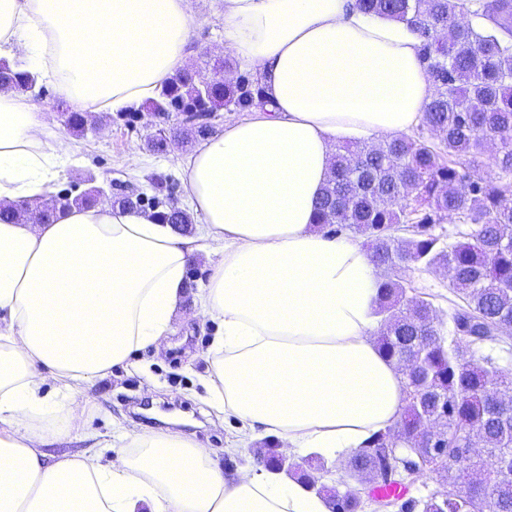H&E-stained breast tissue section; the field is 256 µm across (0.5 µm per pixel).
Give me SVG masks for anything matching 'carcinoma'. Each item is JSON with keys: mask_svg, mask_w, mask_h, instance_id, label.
I'll use <instances>...</instances> for the list:
<instances>
[{"mask_svg": "<svg viewBox=\"0 0 512 512\" xmlns=\"http://www.w3.org/2000/svg\"><path fill=\"white\" fill-rule=\"evenodd\" d=\"M354 8L408 25L418 36L420 61L433 87L421 124L440 133L386 137L376 143L336 146L330 178L316 208V224L339 235L352 230L381 273L379 350L396 364L408 356L403 413L395 426L372 435L341 465L352 479L387 466L391 439L421 466L446 474L466 490L431 492L416 499L394 498L398 512H512V372L483 351L506 348L509 337H492L499 324L512 327V0H354ZM37 78L0 59V85L23 91ZM262 78L250 71L225 81L186 69L170 78L143 109L158 126L149 142L154 153L167 147L165 125L176 113L186 135L210 130L211 114L265 109ZM65 125L84 136L86 116L69 112ZM495 153L480 160L485 138ZM154 194L116 187L113 204L151 213L159 223L184 233L192 221L182 210L164 207L171 193L166 178L152 179ZM101 188L56 195V208H88ZM53 216L37 203L0 208V222L48 223ZM459 226L458 240L441 224ZM449 266L453 270L448 320L434 302L406 285L408 270ZM269 469L284 470V456L269 442L263 453ZM331 512H361V492L349 487L330 494Z\"/></svg>", "mask_w": 512, "mask_h": 512, "instance_id": "obj_1", "label": "carcinoma"}]
</instances>
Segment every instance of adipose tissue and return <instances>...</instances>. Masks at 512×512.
<instances>
[{
  "instance_id": "1",
  "label": "adipose tissue",
  "mask_w": 512,
  "mask_h": 512,
  "mask_svg": "<svg viewBox=\"0 0 512 512\" xmlns=\"http://www.w3.org/2000/svg\"><path fill=\"white\" fill-rule=\"evenodd\" d=\"M354 0H224V42L261 74L269 112L181 161L196 234L100 202L0 223V512H329L303 482L225 472L175 431H126L108 455L49 454L85 432L84 392L160 346L208 259V400L304 455H342L399 421L404 376L378 349L380 277L315 211L339 144L410 133L432 95L418 40ZM202 22L187 0H0V56L78 112L153 99ZM76 152L48 109L0 90V206L44 197Z\"/></svg>"
}]
</instances>
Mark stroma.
<instances>
[{
    "label": "stroma",
    "mask_w": 512,
    "mask_h": 512,
    "mask_svg": "<svg viewBox=\"0 0 512 512\" xmlns=\"http://www.w3.org/2000/svg\"><path fill=\"white\" fill-rule=\"evenodd\" d=\"M190 6L204 15V22L191 36L188 64L194 68H213L229 53L224 44V20L220 0H190ZM96 131L74 137L79 146L75 160L67 164L50 184V195L60 191L80 194L86 175L98 184L117 183L127 190L149 192V179L168 175L177 182L171 204L183 206L184 188L178 157L193 152V144L183 143L178 135L181 123L171 118L173 136L165 152L146 148L152 130L146 120L132 123L103 111ZM194 279L173 318V332L162 350L147 348L137 352L130 368L113 370L111 376L89 386L85 397L91 408L90 437L69 436L54 441L48 448L54 455L85 450L103 451L125 429L176 430L199 445L213 449L225 470L258 468L262 442L238 447L241 424L233 415H216L206 401L207 374L212 341L218 335L216 324L200 313L199 294L207 281V264L198 261L190 268Z\"/></svg>",
    "instance_id": "35a3bbf8"
}]
</instances>
